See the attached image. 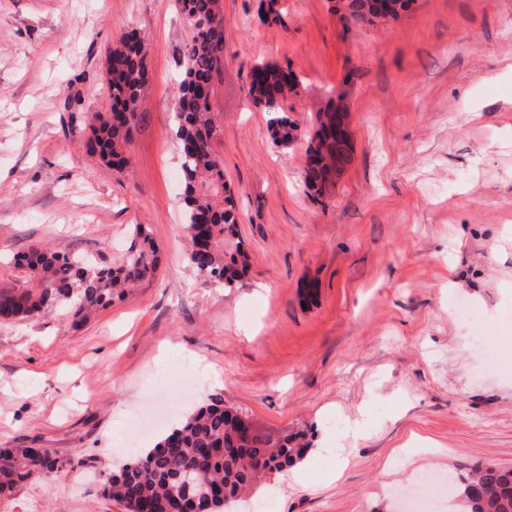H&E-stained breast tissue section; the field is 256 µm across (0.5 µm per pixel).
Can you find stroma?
I'll use <instances>...</instances> for the list:
<instances>
[{"label": "stroma", "mask_w": 512, "mask_h": 512, "mask_svg": "<svg viewBox=\"0 0 512 512\" xmlns=\"http://www.w3.org/2000/svg\"><path fill=\"white\" fill-rule=\"evenodd\" d=\"M224 0V74L210 97L251 273L202 285L186 259L174 95L190 31L177 0H0V261L53 245L109 261L151 225L155 277L79 328L0 321V448L108 461L160 396L169 430L213 395L262 429L309 426L304 478L270 475L234 512H407L426 484L512 468V0H414L387 25L344 27L336 0ZM148 38L146 110L116 169L87 147L112 100L106 53ZM269 61L302 79L301 128L343 95L352 162L325 202L301 145L275 146L249 102ZM476 321L462 320L457 304ZM495 335L501 366L472 347ZM168 358H161L162 348ZM208 372L186 398L182 374ZM368 416L326 451L335 416ZM73 472L35 480L19 512H123Z\"/></svg>", "instance_id": "obj_1"}]
</instances>
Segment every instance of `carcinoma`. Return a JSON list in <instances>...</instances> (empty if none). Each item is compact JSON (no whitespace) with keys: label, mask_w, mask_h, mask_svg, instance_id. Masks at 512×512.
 Wrapping results in <instances>:
<instances>
[{"label":"carcinoma","mask_w":512,"mask_h":512,"mask_svg":"<svg viewBox=\"0 0 512 512\" xmlns=\"http://www.w3.org/2000/svg\"><path fill=\"white\" fill-rule=\"evenodd\" d=\"M223 0H177L190 29L183 70L175 94L176 138L181 153L187 261L201 284L233 288L251 271V260L239 240L234 193L224 178L216 149L220 128L210 115L204 90L212 89L224 70ZM367 0H342L336 12L346 24L368 22ZM263 23L280 19L277 0L260 3ZM147 39L137 31L122 35L106 56V80L112 112L90 127L88 147L107 163H127L124 148L136 130L149 82ZM302 81L288 67L261 62L251 69L250 102L273 114L269 120L275 145L287 147L302 132L281 106L298 94ZM336 120L335 100L315 113L306 136L302 180L319 197L336 185V167L351 162L352 149L331 155L317 167L323 137ZM132 243L122 261L93 263L65 250L33 248L0 263V319L19 321L67 314L75 327L90 316L128 297L156 274L159 251L148 224L132 227ZM243 416L212 397L173 426L151 448L106 473L99 494L124 512H224L258 479L280 473L304 460L309 429L242 432ZM79 454L62 458L47 448H0V501L12 500L31 479L51 483L84 466ZM197 476L212 488V497L196 503L183 496V477ZM456 512H512V470L495 464L478 466L462 478L455 495Z\"/></svg>","instance_id":"cac0c4a2"}]
</instances>
